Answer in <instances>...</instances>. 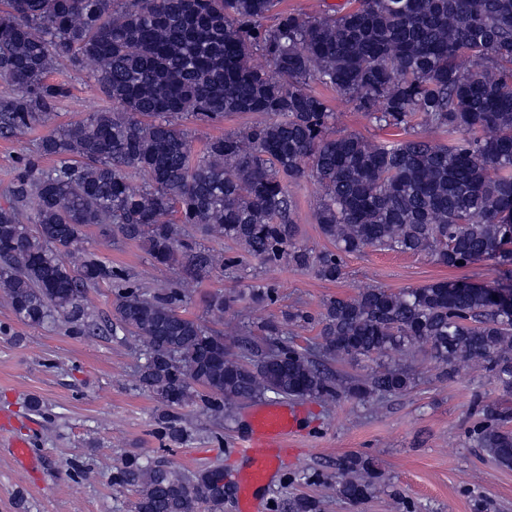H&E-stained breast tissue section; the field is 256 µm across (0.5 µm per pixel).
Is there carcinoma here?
Instances as JSON below:
<instances>
[{"mask_svg": "<svg viewBox=\"0 0 512 512\" xmlns=\"http://www.w3.org/2000/svg\"><path fill=\"white\" fill-rule=\"evenodd\" d=\"M280 0H0V132L48 126L67 64L93 75L109 106L51 129L0 206V292L26 324L62 321L94 333L87 289L105 283L112 334L145 355L137 385L162 404L158 433L188 437L178 411L198 404L217 427L224 413L267 393L366 401L408 391L395 364L344 381L327 363L376 360L414 347L452 375L460 365L512 389V0H349L313 15L275 12ZM262 58L278 78L256 63ZM316 81L353 101L381 129L368 141L334 131L336 108ZM237 112L263 119L212 136L193 151L177 120L218 122ZM448 134L428 139L416 127ZM142 172L138 189L128 173ZM324 188L317 212L333 249L298 243L290 187ZM33 203L30 222L20 208ZM141 244L154 265L177 271L173 288L148 292L87 252L86 229ZM227 239L265 265L286 263L321 280L344 276L343 256L367 247L430 253L461 268L494 259L507 283L437 281L397 292L374 286L323 305L321 350L288 345L284 327L314 317L296 309L261 326L260 358L230 353L224 311L236 296L206 298L207 322L179 313L186 287L229 267L205 245ZM507 411L486 410L470 435L512 466ZM224 468L186 473L146 454L125 458L111 482L137 493L134 512H224ZM376 473L358 457L338 477L361 502Z\"/></svg>", "mask_w": 512, "mask_h": 512, "instance_id": "carcinoma-1", "label": "carcinoma"}]
</instances>
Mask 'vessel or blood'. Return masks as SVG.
<instances>
[{
  "mask_svg": "<svg viewBox=\"0 0 512 512\" xmlns=\"http://www.w3.org/2000/svg\"><path fill=\"white\" fill-rule=\"evenodd\" d=\"M301 415L298 410L282 405L260 407L252 416L250 429L241 438L236 453L248 465L238 479L242 489L245 512H255L260 494L278 472L281 462L292 453L299 432ZM12 455L22 471L32 472L38 465L30 441L10 440Z\"/></svg>",
  "mask_w": 512,
  "mask_h": 512,
  "instance_id": "1",
  "label": "vessel or blood"
}]
</instances>
